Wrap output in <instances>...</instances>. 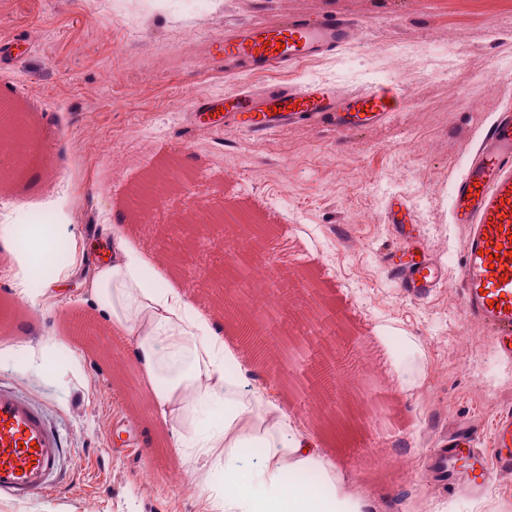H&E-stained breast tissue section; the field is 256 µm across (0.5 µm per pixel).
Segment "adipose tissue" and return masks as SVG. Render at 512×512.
Listing matches in <instances>:
<instances>
[{"instance_id":"1","label":"adipose tissue","mask_w":512,"mask_h":512,"mask_svg":"<svg viewBox=\"0 0 512 512\" xmlns=\"http://www.w3.org/2000/svg\"><path fill=\"white\" fill-rule=\"evenodd\" d=\"M102 232L114 242L112 257L85 289L111 331L126 337L152 413L170 427L171 447L189 449L219 470L215 492L224 512H369L368 499L340 477L318 439L296 426L273 379L259 377L250 359L225 342L221 323L169 286L121 225H104ZM59 236V224L48 225L39 252L30 253L12 246L11 230L0 233L11 244L16 286L32 312H42L84 254L83 243L71 240V264L29 288L40 253L51 251ZM257 454L261 465L245 467ZM310 466L329 494L291 481V472Z\"/></svg>"}]
</instances>
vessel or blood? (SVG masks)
I'll list each match as a JSON object with an SVG mask.
<instances>
[{"instance_id": "obj_1", "label": "vessel or blood", "mask_w": 512, "mask_h": 512, "mask_svg": "<svg viewBox=\"0 0 512 512\" xmlns=\"http://www.w3.org/2000/svg\"><path fill=\"white\" fill-rule=\"evenodd\" d=\"M364 32L355 22L297 15L241 24L213 40L209 51L228 75L275 73L334 53ZM388 91L348 89L337 84L269 81L235 95L203 98L193 109L209 129L236 126L260 134L286 125L329 126L350 132L385 121L395 110ZM385 217L403 241L383 253L401 291L413 299L437 288L443 273L413 242L412 211L402 196L391 197ZM453 223L467 231L460 277L465 309L490 331L499 357L512 359V109L498 113L484 132L465 173L452 190ZM64 438L32 399L0 386V498L24 501L53 491L62 482ZM442 461L470 457L453 488L482 495L490 477L512 478V407L493 425L492 451L484 453L470 427L449 432L439 443Z\"/></svg>"}]
</instances>
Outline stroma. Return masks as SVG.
Returning <instances> with one entry per match:
<instances>
[{"label":"stroma","instance_id":"35a3bbf8","mask_svg":"<svg viewBox=\"0 0 512 512\" xmlns=\"http://www.w3.org/2000/svg\"><path fill=\"white\" fill-rule=\"evenodd\" d=\"M285 13L351 19L365 36L280 80L399 87L396 112L346 134L288 126L255 137L201 127L190 113L195 99L267 80L225 75L210 39ZM1 91L22 107L33 152L0 191V227L15 226L18 207L70 194L82 218L63 236L83 241L87 254L32 316L0 243V384L39 400L65 441L57 491L0 501V512H221L208 461L171 448L167 426L150 416L129 350L121 352L125 377H115L92 336L72 327L73 314L91 310L85 281L111 243L101 225L123 224L131 243L160 259L175 229L170 213L206 200L243 205L269 233L255 248L210 228L184 268L168 269L170 284L222 317L206 296L222 251L276 269L296 307L285 313L251 301L271 353L256 369L287 372L283 402L374 512H411L417 502L425 512H512V483L493 480L473 499L438 489L423 469L445 430L473 426L489 447L496 414L512 406V360L486 371V328L472 327L468 345L459 343L468 320L465 234L450 213L453 184L481 132L512 100V0H210L203 15L151 0H0ZM169 162L190 179L157 209L156 226L123 223L134 187ZM394 195L412 208L422 248L448 270L446 285L422 300L397 288L378 258L401 245L385 219ZM49 337L71 339L84 374L59 361L34 373L30 350ZM322 386L336 422L302 410Z\"/></svg>","mask_w":512,"mask_h":512}]
</instances>
